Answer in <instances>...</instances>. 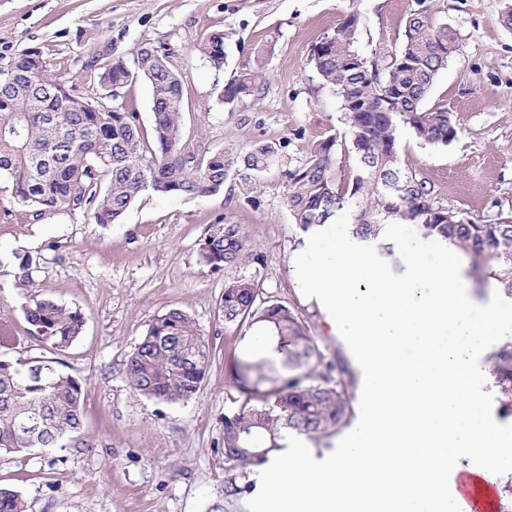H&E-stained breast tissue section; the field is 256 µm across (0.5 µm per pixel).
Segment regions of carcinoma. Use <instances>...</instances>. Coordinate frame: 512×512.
<instances>
[{
    "label": "carcinoma",
    "instance_id": "carcinoma-1",
    "mask_svg": "<svg viewBox=\"0 0 512 512\" xmlns=\"http://www.w3.org/2000/svg\"><path fill=\"white\" fill-rule=\"evenodd\" d=\"M363 17L345 15L327 34L326 48L313 46L309 63L320 83L340 101L346 139L315 142L306 162L288 170L287 204L295 224L307 231L341 212L354 221L353 234L375 240L390 223L418 224L422 236L451 241L469 260L471 283L492 280L512 290V224H477L461 210L437 200L434 186L403 165L398 126L404 124L429 144L446 146L457 137L452 113L425 107L440 70L461 50L458 34L418 10L407 19L405 38L386 61H370L359 50ZM211 65L224 66V32L198 44ZM102 94L96 112L73 107L85 99L79 76L59 73L46 57L18 56L0 75V177L15 202L47 216L62 208L82 209L94 224H116L145 192L204 197L224 188L233 164L262 173L276 163L269 144L224 159V152L183 135L187 89L151 44L140 46L131 63L112 60L97 73ZM138 78L150 86L152 131L137 114L112 102ZM264 79L262 60L224 88L226 103L253 95ZM202 261L224 272L219 310L224 323L252 330L264 327L276 342L286 376L265 372V361L233 357L231 374L244 400L224 414V460L230 469L267 461L282 448L283 433L327 440L352 414L346 368L328 360L296 310L282 302L258 301L257 281L236 275L255 259L243 225H212L201 244ZM31 334L53 351L72 345L84 318L42 293L25 309ZM210 364V349L195 321L170 310L149 324L126 365L130 386L147 399L187 402L198 394ZM31 374L24 362L0 360V452L66 448L82 430L85 392L80 380L57 372L51 361ZM502 408L512 410V336L496 367ZM40 423L37 432L28 421ZM0 512H27L15 491L0 488Z\"/></svg>",
    "mask_w": 512,
    "mask_h": 512
}]
</instances>
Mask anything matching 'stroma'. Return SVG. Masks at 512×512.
Returning <instances> with one entry per match:
<instances>
[{
    "instance_id": "stroma-1",
    "label": "stroma",
    "mask_w": 512,
    "mask_h": 512,
    "mask_svg": "<svg viewBox=\"0 0 512 512\" xmlns=\"http://www.w3.org/2000/svg\"><path fill=\"white\" fill-rule=\"evenodd\" d=\"M507 0H0V72L37 49L65 73L99 53L132 60L149 43L165 53L188 95L184 132L225 156L257 143L278 161L262 174L233 168L207 197L144 194L116 224L88 221L82 210L34 217L0 178V323L14 341L0 360L54 357L55 369L86 388L85 441L49 453H0V485L17 491L28 512H247L249 493L225 492L224 415L240 393L232 356L247 330L225 325L224 275L202 262L212 224L244 225L257 254L239 273L259 281L265 298L292 306L327 358L349 360L325 313L304 296L294 258L309 235L294 224L285 172L303 164L311 144L346 127L334 91L308 60L312 47L351 10L364 18L360 49L382 59L401 46L407 18L427 10L463 40L435 80L428 106H444L458 128L442 146L399 130L400 154L436 188L440 202L477 223L512 222V29ZM226 35V60L213 68L197 52L211 32ZM265 50L266 77L253 96L232 104L227 84ZM28 257L21 272L20 257ZM43 292L84 316L82 334L54 353L30 333L24 307ZM186 311L211 361L196 398L159 403L134 391L126 362L152 320Z\"/></svg>"
}]
</instances>
